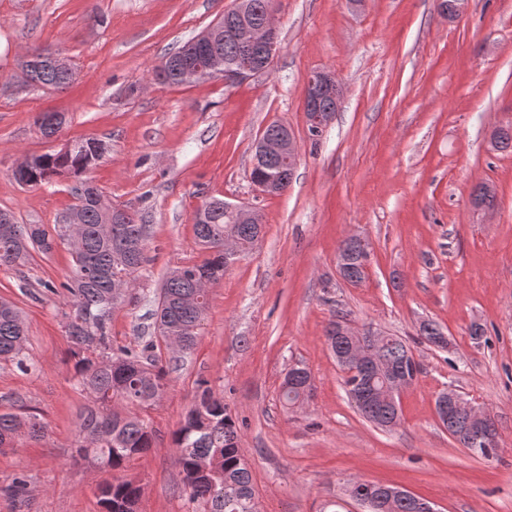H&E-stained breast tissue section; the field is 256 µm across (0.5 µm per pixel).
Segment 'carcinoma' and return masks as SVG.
Returning <instances> with one entry per match:
<instances>
[{
	"label": "carcinoma",
	"mask_w": 512,
	"mask_h": 512,
	"mask_svg": "<svg viewBox=\"0 0 512 512\" xmlns=\"http://www.w3.org/2000/svg\"><path fill=\"white\" fill-rule=\"evenodd\" d=\"M224 64L236 68L251 61V54L226 37L220 45ZM73 81L72 70L43 66L30 84L64 89ZM104 153L97 140H79L69 152H47L33 156L27 177L21 184H46L63 175L79 177L93 168ZM80 246L71 250L72 269L61 284L70 305L65 333L72 344L71 357L77 385L91 399L78 425L80 458L101 469L119 470L137 456L154 447L156 432L148 420L138 415L166 394L169 371L163 363L160 340L148 339L137 347L112 348L110 322L112 303L109 294L115 281L125 279L134 287L136 273L145 260L148 225L140 223L134 212L126 221L104 227L108 211L84 197L77 189ZM203 224H194L198 243L209 251L202 263L173 269L161 290L156 322L160 335L169 332L184 341L191 350L204 320L208 292L198 287L201 278L216 283L224 276V236L237 237L244 247L253 244L255 225L235 224L224 214V207L210 200ZM65 224L48 230L43 224H19L14 216L0 210V266L25 263L32 252L50 254L54 246L67 240ZM339 251L349 255L343 278L355 283L365 277L366 265L359 244L346 239ZM26 329L15 304L0 299V358L27 366ZM385 357L404 369L415 380L420 364L413 361L411 347L401 338L389 336L381 346ZM348 396L357 411L368 421L381 426L395 411L375 405L365 408L367 399L377 392L381 382L369 373L345 378ZM26 433L37 439L45 426L36 419L14 413H0V447L11 446L15 437ZM174 462L182 474L189 512H253V488L249 469L242 462L236 422L224 407L223 397L205 388L183 423L171 435ZM1 492L19 504L29 497L24 473H18ZM141 486L117 479L100 489L102 512H137Z\"/></svg>",
	"instance_id": "carcinoma-1"
}]
</instances>
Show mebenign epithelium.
<instances>
[{
  "label": "benign epithelium",
  "instance_id": "benign-epithelium-1",
  "mask_svg": "<svg viewBox=\"0 0 512 512\" xmlns=\"http://www.w3.org/2000/svg\"><path fill=\"white\" fill-rule=\"evenodd\" d=\"M276 9H271L269 19L262 24H255L248 18V3L237 0L236 7L229 12L226 34L246 48L262 47L266 54L238 70H226L213 46L218 38L217 29L210 28L197 38L185 50V59L180 68L179 80L188 84L196 80L218 76L227 85H235L252 79L255 75L267 72L273 63V51L279 41V29L275 22ZM25 80L33 77V70L41 66H68V60L41 51L26 59ZM302 96L306 107L309 127L314 130L325 128L332 120L333 113L322 110V102L327 98L339 97L338 82L334 75L318 72L312 75L305 85ZM274 131L262 134L256 143L252 169L259 172L274 158L288 160V175H293L297 165L298 148L295 136L288 126L281 123L272 124ZM254 186L264 194L280 192L282 178L256 176L252 179ZM224 210L241 224H256L258 231H263L262 220L256 210L245 205L224 203ZM336 334L349 342L346 353L338 355L343 372L353 375L361 366L375 368L379 373L392 380L390 389L381 396L389 404H397L401 393L412 385L409 376L382 361L377 353L378 339L382 333L371 328H359L348 321L336 326ZM436 417L448 435L454 439L462 435L482 437L486 442L495 444L498 440L497 429L490 422V415L483 408L465 399L453 389L441 392L435 404ZM410 492L400 487L379 484L369 489L368 495L350 497L359 505L356 512H377L381 507H391L395 501L406 498Z\"/></svg>",
  "mask_w": 512,
  "mask_h": 512
}]
</instances>
